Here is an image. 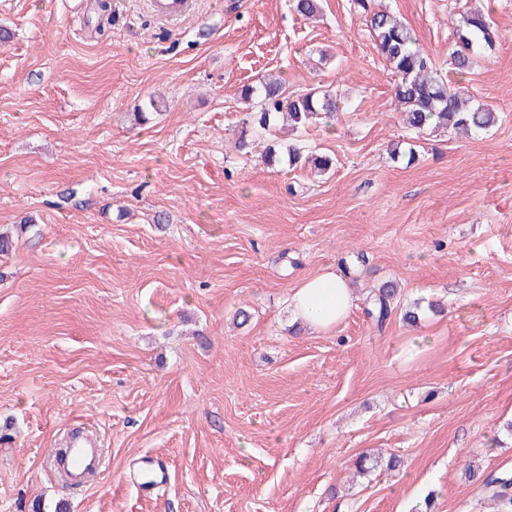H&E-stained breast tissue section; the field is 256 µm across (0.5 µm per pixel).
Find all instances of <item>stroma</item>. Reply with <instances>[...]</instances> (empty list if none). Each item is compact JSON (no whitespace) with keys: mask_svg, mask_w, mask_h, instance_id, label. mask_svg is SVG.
<instances>
[{"mask_svg":"<svg viewBox=\"0 0 512 512\" xmlns=\"http://www.w3.org/2000/svg\"><path fill=\"white\" fill-rule=\"evenodd\" d=\"M321 5L0 0V229L31 219L0 257V512H495L467 468L512 471V0H375L443 69L489 10L499 43L460 85L501 118L468 135L406 128L363 16ZM270 74L344 100L261 138L331 173L236 148L237 90ZM328 267L349 316L294 330L290 292ZM387 280L444 313L376 325ZM79 423L106 467L72 489L49 462ZM366 452L403 468L356 475ZM147 454L169 480L144 497ZM190 0H150L153 13L162 19H177L190 8Z\"/></svg>","mask_w":512,"mask_h":512,"instance_id":"stroma-1","label":"stroma"}]
</instances>
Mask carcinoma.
<instances>
[{"label": "carcinoma", "instance_id": "carcinoma-1", "mask_svg": "<svg viewBox=\"0 0 512 512\" xmlns=\"http://www.w3.org/2000/svg\"><path fill=\"white\" fill-rule=\"evenodd\" d=\"M293 9L304 18L320 11V0H292ZM365 17L378 54L394 75V104L403 113L408 127L417 133L430 128H445L457 133H481L494 127L499 115L492 108L474 105L463 88L448 87V73L440 71L417 44L413 30L386 9L370 8L369 0H354ZM455 48L451 53V70L461 78L470 73L477 60L493 50L499 34L488 16L479 12L460 15L454 28ZM241 103L260 108L249 113L250 128L266 132L279 120L288 121L294 129H305L316 123L329 124L342 109V100L328 90L310 88L288 93L284 83L271 76L257 85L245 84L239 92ZM306 161L322 172L332 168L324 156L302 158L300 148L288 147V162ZM400 306L398 289L386 282L371 291L365 312L381 327ZM482 488L496 502V512H512V472L504 470L482 479Z\"/></svg>", "mask_w": 512, "mask_h": 512}]
</instances>
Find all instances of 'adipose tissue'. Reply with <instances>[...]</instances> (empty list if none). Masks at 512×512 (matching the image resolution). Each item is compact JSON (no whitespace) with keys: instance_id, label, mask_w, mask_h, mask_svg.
I'll use <instances>...</instances> for the list:
<instances>
[{"instance_id":"ef3b65f1","label":"adipose tissue","mask_w":512,"mask_h":512,"mask_svg":"<svg viewBox=\"0 0 512 512\" xmlns=\"http://www.w3.org/2000/svg\"><path fill=\"white\" fill-rule=\"evenodd\" d=\"M353 306L349 279L333 269L305 279L288 298L295 319L319 332L334 330Z\"/></svg>"}]
</instances>
